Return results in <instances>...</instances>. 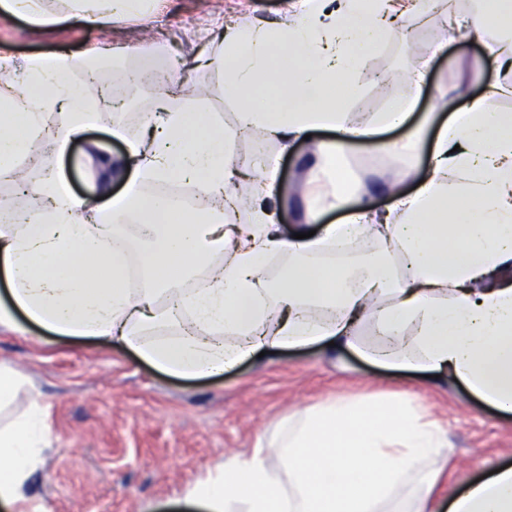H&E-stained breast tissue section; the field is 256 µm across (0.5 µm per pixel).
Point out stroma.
<instances>
[{
    "label": "stroma",
    "instance_id": "35a3bbf8",
    "mask_svg": "<svg viewBox=\"0 0 512 512\" xmlns=\"http://www.w3.org/2000/svg\"><path fill=\"white\" fill-rule=\"evenodd\" d=\"M289 0H165L144 16L92 29L71 20L32 32L22 20L0 18V55L16 60L67 53L80 55L108 42L114 79L137 68L145 58L161 69L180 64L188 77L180 98L205 88L207 110L234 133L233 153L241 161L274 164L277 218L284 230L302 221L307 161L314 142L331 139L328 131L296 141L288 151L265 141L261 131L241 127L238 102L224 93L221 72L200 66L215 37L232 17L276 20ZM410 45L385 41L366 61V72L384 77L398 91L406 70L436 45L444 50L433 62L429 88L417 112H439L436 87L450 84L458 72L469 75L468 95L485 94L495 78L493 67L470 73L482 59L480 40L448 43L439 12L409 19ZM126 109H103L101 122L83 140L69 143L59 158L67 186L76 194L99 193V183L75 166L87 144L96 143L113 157L125 153L114 137V123L136 131L140 106L151 89L125 84ZM347 188L358 195L372 188L374 204L391 203L384 180L401 171L399 162L373 148L359 146L340 161ZM0 362L12 365L29 381L13 403L0 410V423L39 399L50 426V445L31 488L47 512H185L187 488L226 457L251 454L258 443H271L279 423L303 408L341 396L365 398L404 394L417 400L429 419L448 430V464L437 490L449 502L490 467L512 464V415L475 398L464 386H435L423 374L387 370L355 352L330 351L321 345L247 359L224 374L185 380L170 376L124 346L92 339H65L29 327L20 333L0 327Z\"/></svg>",
    "mask_w": 512,
    "mask_h": 512
}]
</instances>
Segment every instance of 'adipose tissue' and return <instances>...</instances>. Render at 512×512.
<instances>
[{
  "label": "adipose tissue",
  "instance_id": "1",
  "mask_svg": "<svg viewBox=\"0 0 512 512\" xmlns=\"http://www.w3.org/2000/svg\"><path fill=\"white\" fill-rule=\"evenodd\" d=\"M0 0V15L33 30L76 19L111 26L147 0ZM429 0H293L276 21L226 26L207 63L224 75L226 96L243 104L245 127L281 150L320 129L336 137L312 153L303 222L285 235L270 204L267 170L252 168L248 198L232 170V139L204 111L202 98L173 106L180 71L149 97L144 125L126 136L121 197L78 196L45 155L37 217L0 197V325L20 321L57 336L124 345L179 377L213 375L260 351L334 342L336 350L398 370L459 383L497 411L512 412V113L500 100L512 84L492 82L465 97L443 92L447 120L412 122L429 58L408 72L381 112L356 116L337 93L359 91L363 64L396 35L398 19ZM449 42L482 38L495 69H512V0H482L470 13L448 10ZM112 51L85 57L33 56L24 86L0 83V176L23 183L21 166L45 112L62 115L54 137L80 138L97 124L98 100L70 83L78 68L111 88ZM407 127L400 140L385 131ZM363 144L402 160L429 151L413 170L416 188L387 211L369 189L351 198L336 165ZM192 185L195 199L143 193L144 184ZM345 211L339 224L323 213ZM145 226L138 262L148 282L126 285L130 227ZM204 287H192L198 275ZM190 328L157 336L178 311ZM49 427L39 400L0 426V501L40 512L30 480L42 463ZM448 432L408 396L326 401L285 420L270 447L232 456L189 488L207 512H434ZM448 512H512V466L469 484Z\"/></svg>",
  "mask_w": 512,
  "mask_h": 512
}]
</instances>
